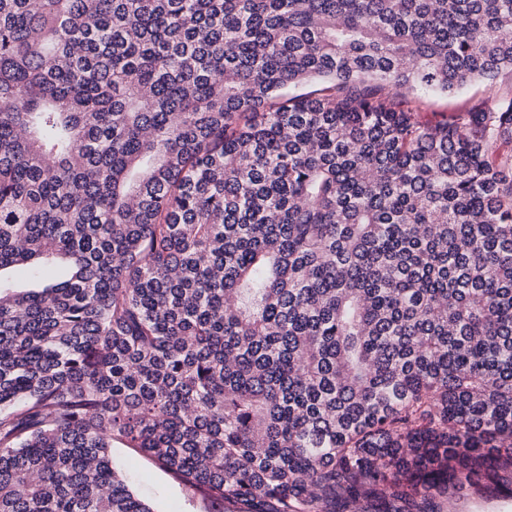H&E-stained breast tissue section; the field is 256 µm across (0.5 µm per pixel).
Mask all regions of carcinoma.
Here are the masks:
<instances>
[{"instance_id":"obj_1","label":"carcinoma","mask_w":512,"mask_h":512,"mask_svg":"<svg viewBox=\"0 0 512 512\" xmlns=\"http://www.w3.org/2000/svg\"><path fill=\"white\" fill-rule=\"evenodd\" d=\"M512 0H0V512L512 497ZM315 84L307 93L289 86ZM505 85L498 80L496 84L472 82L448 95H428L423 97V114L430 119L451 116L456 111L481 105L504 91ZM112 461L132 489L158 512H230L232 507L179 484L153 461L133 448L114 444Z\"/></svg>"}]
</instances>
